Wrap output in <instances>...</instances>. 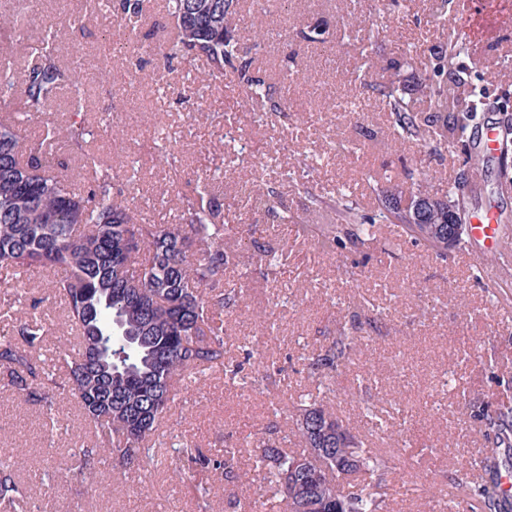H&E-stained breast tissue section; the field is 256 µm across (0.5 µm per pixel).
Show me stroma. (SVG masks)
Wrapping results in <instances>:
<instances>
[{
  "label": "stroma",
  "instance_id": "35a3bbf8",
  "mask_svg": "<svg viewBox=\"0 0 512 512\" xmlns=\"http://www.w3.org/2000/svg\"><path fill=\"white\" fill-rule=\"evenodd\" d=\"M398 0L371 12L368 0H238L234 37L252 46L255 11L271 34L253 53V66L276 93L288 96L287 117L248 103L234 73L212 76L205 59L164 58L174 25L168 0H140L138 18L98 0H41L19 5V27L50 25L55 61L80 67L83 115L95 131L83 149H46L57 172L83 182L86 155L102 166L129 165L112 193L146 224L181 221L182 195L206 186L230 227L224 275L207 295H241L224 321V371L196 373L177 383L162 420L157 463L121 469H75L70 448L93 429L68 395H58L55 429L42 406L0 390V449L13 455V475L32 503L23 512H244L269 485L253 455L238 459L239 479L203 472L180 452L201 448L220 460L225 449L251 443L293 445L297 408L320 403L349 425L364 447L383 456L388 512H436L462 496L459 478L492 441L473 415L512 404V243L504 244L492 275L467 256V243L435 256L399 227L378 220V193L420 183L447 198L464 187L468 211L493 205L512 229V159L474 151L486 121L512 127V0ZM363 14L364 34L343 36L348 7ZM323 30L308 42L299 29ZM13 43L5 67L14 101L0 108L27 139L48 123L73 116L68 90L39 116L23 110L37 56ZM456 43L458 81L448 84L451 111H467L465 132L445 144L401 137L377 93L393 72L407 84L432 75V46ZM363 92H356L355 84ZM347 195L360 214L375 218L373 237L321 251L333 204ZM273 249L280 271L270 276L260 256ZM53 273L12 276L0 271V325L36 320L45 365L70 348L66 313L51 295ZM356 348L336 372L311 364L340 335Z\"/></svg>",
  "mask_w": 512,
  "mask_h": 512
}]
</instances>
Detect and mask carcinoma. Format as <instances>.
<instances>
[{
  "label": "carcinoma",
  "mask_w": 512,
  "mask_h": 512,
  "mask_svg": "<svg viewBox=\"0 0 512 512\" xmlns=\"http://www.w3.org/2000/svg\"><path fill=\"white\" fill-rule=\"evenodd\" d=\"M169 12L175 30L171 50L205 58L213 76L231 68L247 99L262 104L263 111L288 110V102L276 99L271 86L253 75L252 61L240 55L233 35L240 21L234 0H169ZM433 56V76L417 83V91L435 104L432 113L422 116L414 110L397 72L378 88V94L402 135L418 138L426 133L439 145L446 138L448 121L460 128L463 124L442 109L448 92L443 81L447 50L435 48ZM66 85L74 95L80 94L78 80L58 68L52 53L44 51L28 82V111H48ZM74 116L61 128H47L36 141L0 123V269L59 270L53 291L64 304L79 344L78 356L63 362L67 381L60 383L34 356L41 339L38 323L24 321L15 330H1L0 387L48 410L54 392L68 388L97 429L95 439L73 449L72 457L84 468L103 458L119 466H141L153 460L149 443L174 400L176 380L200 368L224 365V325L219 316L224 297L213 301L204 287L224 275L226 228L218 206L204 189L184 199V223L172 226L138 222L128 205L112 194L110 166L94 168L88 194L76 191L46 160L43 149L48 140L76 148L87 142L92 130L81 112ZM405 195L425 200L424 221L414 223L396 209V201ZM380 204L384 221L400 225L414 241L440 256L448 246L440 243L433 228L441 224L450 235L458 232L456 225L448 223L454 201L436 198L418 186L396 189L394 197H382ZM334 210L336 234L324 237V250L360 241L374 226L344 194L336 199ZM193 249L202 252L201 259L189 258ZM134 255L138 256L136 270L130 265ZM112 327L118 335L108 344L104 334ZM353 351V340L339 336L313 367L332 370ZM316 413L336 425V415L321 405L299 409L295 436L306 448L314 447L306 427ZM478 416L496 443H508L512 406L503 405L494 412L482 409ZM356 445L361 448L360 464L337 482L313 481L304 473L300 453L264 450L258 463L276 492L254 498L250 512H336V505L346 500L352 512H384L388 492L381 471L386 462L361 442ZM245 451L244 445L225 449L220 464L194 448L179 449L200 469L222 468L227 477L234 476V460ZM511 465V449L484 451L470 466L478 472V480L465 482L462 501L446 505L447 512H512V499L497 480L499 470ZM292 491L298 494L294 505L288 502ZM24 497L9 466L1 465L0 508L16 512Z\"/></svg>",
  "instance_id": "cac0c4a2"
}]
</instances>
